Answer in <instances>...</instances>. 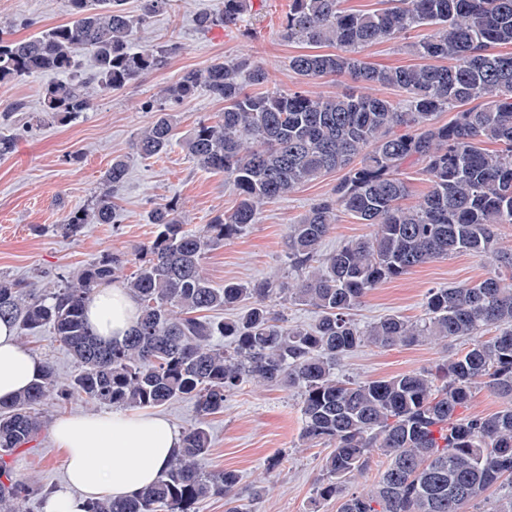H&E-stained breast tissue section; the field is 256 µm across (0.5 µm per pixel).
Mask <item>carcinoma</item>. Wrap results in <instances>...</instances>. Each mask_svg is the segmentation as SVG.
Returning <instances> with one entry per match:
<instances>
[{"mask_svg": "<svg viewBox=\"0 0 512 512\" xmlns=\"http://www.w3.org/2000/svg\"><path fill=\"white\" fill-rule=\"evenodd\" d=\"M172 0H142L128 14L123 0H64L70 20L28 38L0 35V83L37 73L67 79L47 84L40 112L66 125L91 108L85 85L118 91L163 68L178 53L176 42L134 47L133 32ZM251 0H224L219 15L201 13L197 28L235 27ZM373 12L343 7L342 0H291L280 36L287 42L333 46L335 53L291 57L290 68L309 79L346 77L353 86L333 96L304 91H250L268 83L266 70L248 57L219 60L191 70L156 100L137 137V153L157 156L172 144L174 107L200 90L224 103L216 123H199L179 144L204 170L224 173L240 201L195 231L185 229L177 202L155 207L156 236L142 253H112L84 267L74 279L37 291L0 277V319L20 330L48 326L68 351L75 372L58 386L46 364L27 389L0 401V512H16L29 486L14 477L7 458L45 429L39 407L52 397H75L122 409L157 408L180 398L195 400L198 423L156 483L127 496L91 499L84 512H195V505L224 497V512H244L238 474L205 465L211 447L207 419L246 384L301 389L302 439L329 443L314 501H340L337 512H463L494 485L512 483V253L497 255L498 272L463 287L433 288L423 317L392 315L362 328L351 318L367 294L388 279L452 254L495 252L498 231L512 225V0H389ZM428 33L410 44L422 64L379 68L359 49ZM94 70L77 71L81 53ZM378 87L404 94L393 101ZM455 112L440 124L439 113ZM423 164L428 190L414 206L403 169ZM333 171L331 194L288 226L292 282L261 280L211 286L202 269L206 252L259 220L261 207ZM124 160L106 171L92 207L69 212L57 225L76 237L88 224L115 222L108 188L125 180ZM346 213L373 227L325 255L322 242ZM124 281L139 304V317L121 342L103 341L86 317L98 288L112 283L125 264ZM250 304L229 321L211 310ZM321 313L312 328L287 323L277 306L287 302ZM494 331L489 340L479 336ZM470 339L456 358L382 380L351 382L336 363L362 345L409 346L433 340ZM502 403L488 416L463 419L476 383ZM387 459L366 493L347 482Z\"/></svg>", "mask_w": 512, "mask_h": 512, "instance_id": "carcinoma-1", "label": "carcinoma"}]
</instances>
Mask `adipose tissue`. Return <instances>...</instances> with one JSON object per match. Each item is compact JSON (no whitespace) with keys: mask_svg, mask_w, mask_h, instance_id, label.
I'll list each match as a JSON object with an SVG mask.
<instances>
[{"mask_svg":"<svg viewBox=\"0 0 512 512\" xmlns=\"http://www.w3.org/2000/svg\"><path fill=\"white\" fill-rule=\"evenodd\" d=\"M137 314L133 295L115 285L100 288L87 312L106 341L123 340ZM41 370V361L17 344L14 326L1 320L0 400L28 387ZM51 433L65 456L66 477L44 512H82L85 499L132 494L154 482L182 446L163 415L121 409L61 418Z\"/></svg>","mask_w":512,"mask_h":512,"instance_id":"1","label":"adipose tissue"}]
</instances>
